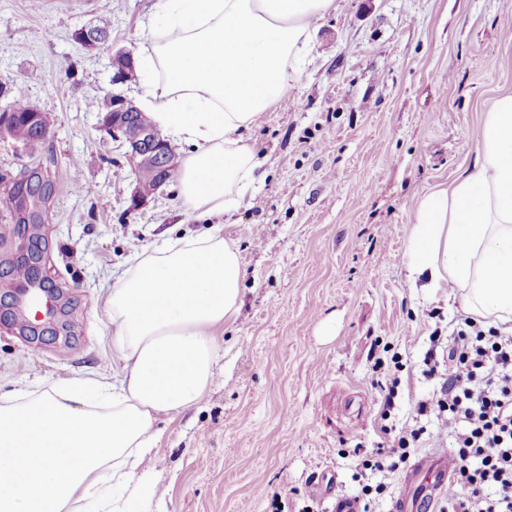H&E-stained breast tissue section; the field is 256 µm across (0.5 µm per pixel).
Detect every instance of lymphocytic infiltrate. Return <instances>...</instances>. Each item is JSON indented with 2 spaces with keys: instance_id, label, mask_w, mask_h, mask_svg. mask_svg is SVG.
Listing matches in <instances>:
<instances>
[{
  "instance_id": "1",
  "label": "lymphocytic infiltrate",
  "mask_w": 512,
  "mask_h": 512,
  "mask_svg": "<svg viewBox=\"0 0 512 512\" xmlns=\"http://www.w3.org/2000/svg\"><path fill=\"white\" fill-rule=\"evenodd\" d=\"M425 375L435 388L416 412L434 415L450 439L445 512H512V332L463 317L446 359L428 358Z\"/></svg>"
}]
</instances>
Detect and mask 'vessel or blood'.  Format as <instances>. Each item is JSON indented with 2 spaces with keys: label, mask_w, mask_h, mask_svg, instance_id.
Masks as SVG:
<instances>
[{
  "label": "vessel or blood",
  "mask_w": 512,
  "mask_h": 512,
  "mask_svg": "<svg viewBox=\"0 0 512 512\" xmlns=\"http://www.w3.org/2000/svg\"><path fill=\"white\" fill-rule=\"evenodd\" d=\"M450 485L448 451L435 448L417 457L406 469L393 512H437Z\"/></svg>",
  "instance_id": "1"
}]
</instances>
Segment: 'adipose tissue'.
Returning <instances> with one entry per match:
<instances>
[{
	"label": "adipose tissue",
	"mask_w": 512,
	"mask_h": 512,
	"mask_svg": "<svg viewBox=\"0 0 512 512\" xmlns=\"http://www.w3.org/2000/svg\"><path fill=\"white\" fill-rule=\"evenodd\" d=\"M334 0H155L139 55L143 108L173 143L186 212L241 204L258 165L238 133L279 102L308 33ZM410 282L459 288L466 312L512 329V93L485 113L474 171L419 202ZM242 269L220 230L138 256L106 300L124 362L0 405V512H160L146 476L160 432L215 380V330L239 312Z\"/></svg>",
	"instance_id": "ef3b65f1"
}]
</instances>
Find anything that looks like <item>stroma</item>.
Returning a JSON list of instances; mask_svg holds the SVG:
<instances>
[{"mask_svg":"<svg viewBox=\"0 0 512 512\" xmlns=\"http://www.w3.org/2000/svg\"><path fill=\"white\" fill-rule=\"evenodd\" d=\"M154 0H0V79L36 101L51 134L32 154L0 143V174L32 167L55 192L35 228L42 269L67 313L42 336L0 318V397L72 379L109 382L122 363L105 300L137 255L220 226L243 271L237 318L216 331L213 386L162 418L151 468L167 512H330L356 494L362 456L421 427L433 385L423 359L450 334L460 294L412 285L405 256L421 197L473 170L484 112L512 92V10L504 0H336L312 30L286 100L242 133L258 181L238 209L189 217L177 184L131 210L124 147L100 132L112 95L136 100L140 72L115 80L109 57L138 56ZM106 25L96 49L75 42ZM399 354L383 418L376 358ZM323 479L330 494L311 492Z\"/></svg>","mask_w":512,"mask_h":512,"instance_id":"1","label":"stroma"}]
</instances>
